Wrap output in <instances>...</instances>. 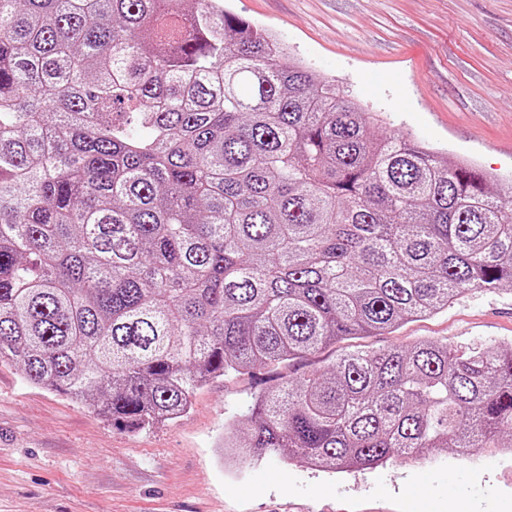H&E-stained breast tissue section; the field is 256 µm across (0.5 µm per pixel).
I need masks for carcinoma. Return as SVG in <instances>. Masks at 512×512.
<instances>
[{
  "mask_svg": "<svg viewBox=\"0 0 512 512\" xmlns=\"http://www.w3.org/2000/svg\"><path fill=\"white\" fill-rule=\"evenodd\" d=\"M224 0H0V362L131 428L197 387L512 287V202ZM224 461L512 448V343L346 350Z\"/></svg>",
  "mask_w": 512,
  "mask_h": 512,
  "instance_id": "1",
  "label": "carcinoma"
}]
</instances>
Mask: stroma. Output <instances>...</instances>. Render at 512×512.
<instances>
[{
    "instance_id": "obj_1",
    "label": "stroma",
    "mask_w": 512,
    "mask_h": 512,
    "mask_svg": "<svg viewBox=\"0 0 512 512\" xmlns=\"http://www.w3.org/2000/svg\"><path fill=\"white\" fill-rule=\"evenodd\" d=\"M350 98L381 113L376 134H411L472 160L512 191V0H227ZM512 341V290L471 292L392 333L382 350ZM328 346L199 389L190 412L132 430L0 364V512H512V455L455 449L373 470L311 468L280 455L228 467L225 425L247 429L258 389L330 367Z\"/></svg>"
}]
</instances>
